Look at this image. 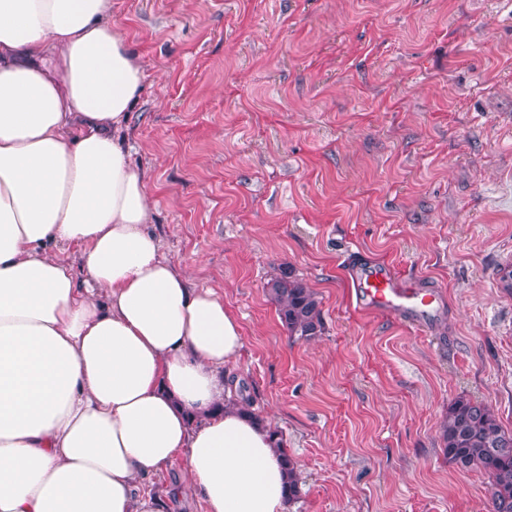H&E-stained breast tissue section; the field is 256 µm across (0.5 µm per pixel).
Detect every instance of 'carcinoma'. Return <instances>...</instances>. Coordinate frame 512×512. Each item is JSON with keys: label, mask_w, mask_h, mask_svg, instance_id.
<instances>
[{"label": "carcinoma", "mask_w": 512, "mask_h": 512, "mask_svg": "<svg viewBox=\"0 0 512 512\" xmlns=\"http://www.w3.org/2000/svg\"><path fill=\"white\" fill-rule=\"evenodd\" d=\"M266 291L289 335L310 340L322 333L321 301L293 272L280 271L267 282ZM442 440L449 465L487 477L490 512H512V431L503 427L494 411L483 402L453 400L448 404ZM281 455L289 475V498L294 502L300 495L297 464L286 449H281Z\"/></svg>", "instance_id": "carcinoma-1"}]
</instances>
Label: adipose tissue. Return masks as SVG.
<instances>
[{
	"instance_id": "1",
	"label": "adipose tissue",
	"mask_w": 512,
	"mask_h": 512,
	"mask_svg": "<svg viewBox=\"0 0 512 512\" xmlns=\"http://www.w3.org/2000/svg\"><path fill=\"white\" fill-rule=\"evenodd\" d=\"M146 78L112 0H0V512H289L244 336L166 258L123 132ZM182 479L181 464L178 460L161 470L159 473L150 475L142 480V487L155 495L168 499L170 512H202L201 505L190 498H176L171 496L172 490Z\"/></svg>"
}]
</instances>
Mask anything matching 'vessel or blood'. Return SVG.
<instances>
[{
	"mask_svg": "<svg viewBox=\"0 0 512 512\" xmlns=\"http://www.w3.org/2000/svg\"><path fill=\"white\" fill-rule=\"evenodd\" d=\"M352 300L359 310L383 314L418 328L428 327L444 308L438 288H424L396 275L384 263H353L346 268Z\"/></svg>",
	"mask_w": 512,
	"mask_h": 512,
	"instance_id": "obj_1",
	"label": "vessel or blood"
}]
</instances>
